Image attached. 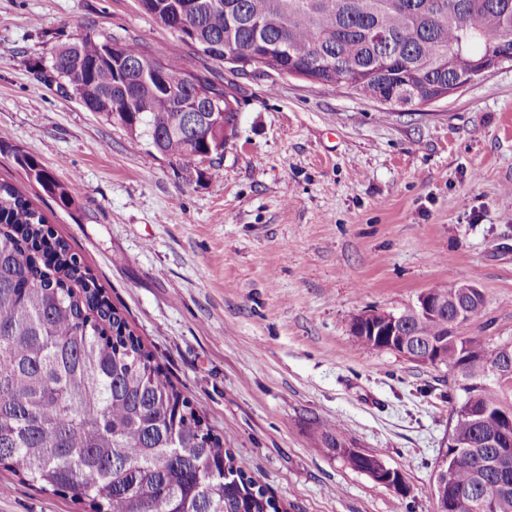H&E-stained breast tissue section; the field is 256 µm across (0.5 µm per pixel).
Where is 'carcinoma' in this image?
<instances>
[{
  "label": "carcinoma",
  "instance_id": "obj_1",
  "mask_svg": "<svg viewBox=\"0 0 512 512\" xmlns=\"http://www.w3.org/2000/svg\"><path fill=\"white\" fill-rule=\"evenodd\" d=\"M162 27L198 22L194 48L216 61L235 47L243 60L281 74L296 71L381 102L405 95L408 106L448 94V86L489 52L512 51V0H140ZM108 39L86 35L56 48L51 69L85 108L186 168L224 154V131L236 134L239 112L226 87L187 70L178 59L150 57L122 44L112 61ZM159 73H127V62ZM28 176L67 206L71 186L33 158ZM445 312L412 317L410 333L441 342L448 367L447 448L432 489L435 512L448 493H471L467 512H484L486 486H509L496 512H512V466L487 441L497 417L512 416L511 385L485 381L499 352L447 331V313L467 304L479 314L484 295L448 297ZM320 444L349 468L401 492L402 475L362 452L339 426ZM465 450L470 461H457ZM0 464L48 492H70L84 512H287L236 464L205 414L156 363L85 265L32 203L0 182Z\"/></svg>",
  "mask_w": 512,
  "mask_h": 512
}]
</instances>
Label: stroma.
Listing matches in <instances>:
<instances>
[{
    "mask_svg": "<svg viewBox=\"0 0 512 512\" xmlns=\"http://www.w3.org/2000/svg\"><path fill=\"white\" fill-rule=\"evenodd\" d=\"M136 42L231 87L236 137L187 169L59 88L51 52L84 35ZM77 180L70 206L19 155ZM83 257L110 302L238 466L288 512H434L446 368L362 345L365 310L404 312L468 282L463 326L512 341V65L438 101L393 107L194 51L139 0H0V182ZM341 425L399 471L375 482L319 446ZM0 512H83L0 466Z\"/></svg>",
    "mask_w": 512,
    "mask_h": 512,
    "instance_id": "obj_1",
    "label": "stroma"
}]
</instances>
